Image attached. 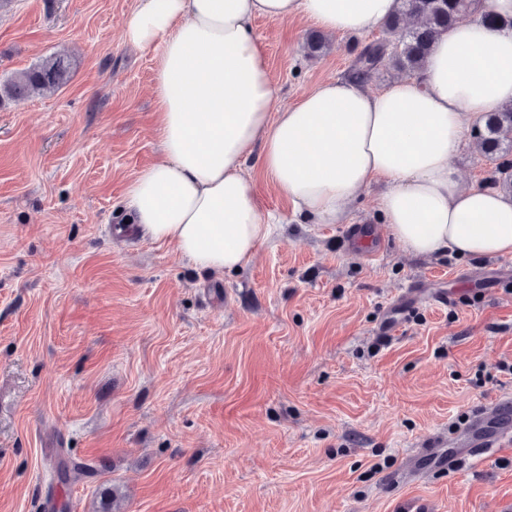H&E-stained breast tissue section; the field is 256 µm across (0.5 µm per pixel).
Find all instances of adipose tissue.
<instances>
[{"label":"adipose tissue","mask_w":512,"mask_h":512,"mask_svg":"<svg viewBox=\"0 0 512 512\" xmlns=\"http://www.w3.org/2000/svg\"><path fill=\"white\" fill-rule=\"evenodd\" d=\"M398 0H137L125 42L160 45L154 92L160 158L131 180L132 223L213 274L240 269L277 222L247 179L251 161L295 214L345 224L377 179L391 236L415 256L512 252V198L463 187L453 157L476 119L512 102V26L441 34L412 77L379 93L360 80L321 83L274 109L253 22L301 19L327 36L365 33Z\"/></svg>","instance_id":"1"}]
</instances>
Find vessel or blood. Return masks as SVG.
Masks as SVG:
<instances>
[{"label": "vessel or blood", "mask_w": 512, "mask_h": 512, "mask_svg": "<svg viewBox=\"0 0 512 512\" xmlns=\"http://www.w3.org/2000/svg\"><path fill=\"white\" fill-rule=\"evenodd\" d=\"M422 285H408L395 305L396 312L386 318L379 328L381 335H393L399 317L414 308L424 295ZM463 443L456 452H439L435 460L440 467L456 472L466 461L495 455L500 449L512 446V402H500L495 413L480 412L467 420L458 430Z\"/></svg>", "instance_id": "vessel-or-blood-1"}]
</instances>
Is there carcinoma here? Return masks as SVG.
Instances as JSON below:
<instances>
[{"label":"carcinoma","mask_w":512,"mask_h":512,"mask_svg":"<svg viewBox=\"0 0 512 512\" xmlns=\"http://www.w3.org/2000/svg\"><path fill=\"white\" fill-rule=\"evenodd\" d=\"M477 16L488 26H512V18L503 19L481 11L480 0H400L397 12L384 23L385 37L369 42L357 52L351 76L364 80L381 68H392L409 77L422 67L436 38L454 28L461 17ZM314 57L328 49L320 34H310L305 43ZM71 60L53 55L29 70L0 83V102H19L44 90H59L69 79ZM474 145L492 163L486 185L512 197V102L485 116L472 130ZM59 479L69 482L86 472L81 463H60Z\"/></svg>","instance_id":"obj_1"}]
</instances>
